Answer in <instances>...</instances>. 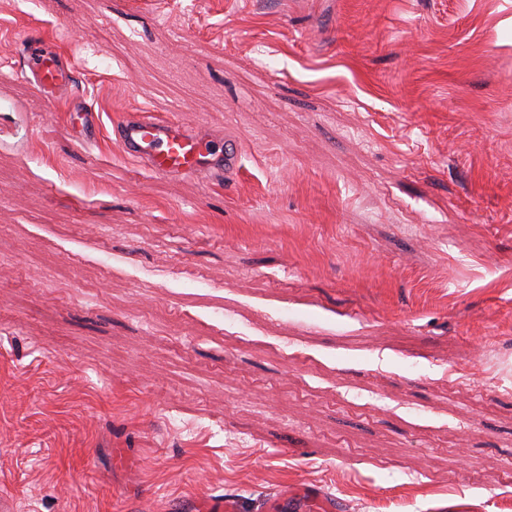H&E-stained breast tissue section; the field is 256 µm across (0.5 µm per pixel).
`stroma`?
Masks as SVG:
<instances>
[{"label":"stroma","mask_w":512,"mask_h":512,"mask_svg":"<svg viewBox=\"0 0 512 512\" xmlns=\"http://www.w3.org/2000/svg\"><path fill=\"white\" fill-rule=\"evenodd\" d=\"M69 55L101 133L16 70ZM239 142L162 178L131 110ZM512 512V0H0L16 512Z\"/></svg>","instance_id":"1"}]
</instances>
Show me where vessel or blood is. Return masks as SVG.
I'll return each instance as SVG.
<instances>
[{"label":"vessel or blood","instance_id":"obj_1","mask_svg":"<svg viewBox=\"0 0 512 512\" xmlns=\"http://www.w3.org/2000/svg\"><path fill=\"white\" fill-rule=\"evenodd\" d=\"M21 74L35 90L56 102L80 96L70 58L40 35L24 33ZM112 137L122 154L159 177H199L221 180L238 166L237 144L204 132L170 115L153 118L142 112L126 113L112 126Z\"/></svg>","mask_w":512,"mask_h":512}]
</instances>
